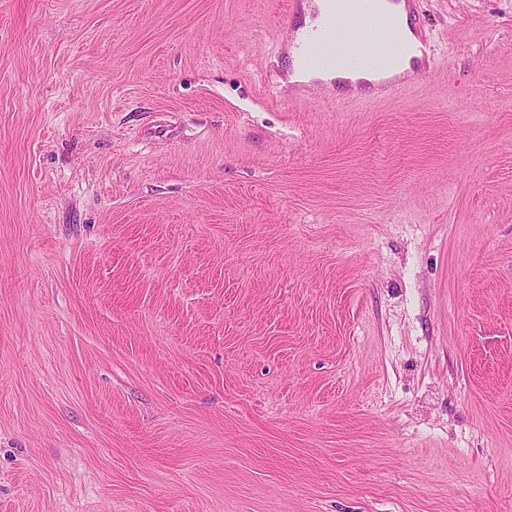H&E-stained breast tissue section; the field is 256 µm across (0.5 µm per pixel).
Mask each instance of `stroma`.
Masks as SVG:
<instances>
[{
    "instance_id": "stroma-1",
    "label": "stroma",
    "mask_w": 512,
    "mask_h": 512,
    "mask_svg": "<svg viewBox=\"0 0 512 512\" xmlns=\"http://www.w3.org/2000/svg\"><path fill=\"white\" fill-rule=\"evenodd\" d=\"M289 0H0V512H512V0L270 91Z\"/></svg>"
}]
</instances>
